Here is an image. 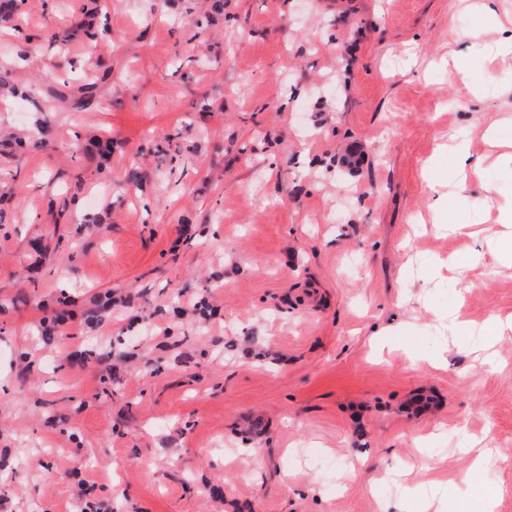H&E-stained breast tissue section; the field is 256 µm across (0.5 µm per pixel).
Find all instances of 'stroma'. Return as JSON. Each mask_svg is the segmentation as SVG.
I'll use <instances>...</instances> for the list:
<instances>
[{
  "label": "stroma",
  "instance_id": "stroma-1",
  "mask_svg": "<svg viewBox=\"0 0 512 512\" xmlns=\"http://www.w3.org/2000/svg\"><path fill=\"white\" fill-rule=\"evenodd\" d=\"M85 2L0 29L26 91L0 95L10 512H78L82 479L109 512H418L410 466L455 480L446 512H512V337L487 333L512 316V174L455 187L449 150L512 142V0H112L92 40ZM87 72L98 106L47 95ZM473 436L497 451L474 473Z\"/></svg>",
  "mask_w": 512,
  "mask_h": 512
}]
</instances>
